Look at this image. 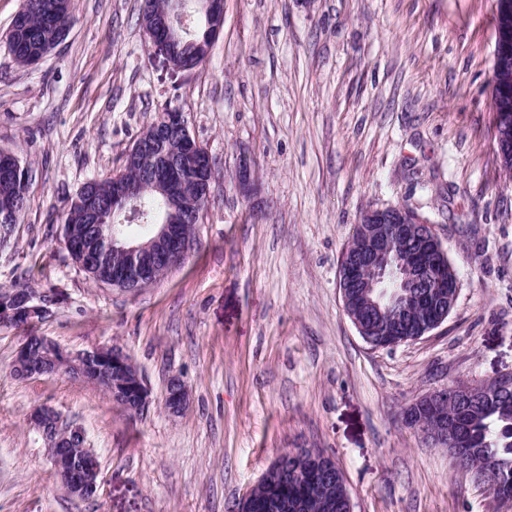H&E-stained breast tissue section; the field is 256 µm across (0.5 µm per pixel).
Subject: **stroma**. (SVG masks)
<instances>
[{"mask_svg": "<svg viewBox=\"0 0 512 512\" xmlns=\"http://www.w3.org/2000/svg\"><path fill=\"white\" fill-rule=\"evenodd\" d=\"M0 149L32 176L0 249V288L55 290L36 326L0 325V512H233L277 454L321 448L354 512H512L403 420L452 382L512 372V178L493 139L496 0H224L201 66L148 55L142 0H71L75 24L42 62L5 35ZM185 113L216 180L183 264L124 291L91 282L62 238L67 201L122 170L164 106ZM258 182L236 187L240 157ZM429 219L457 271L447 320L393 349L342 308L339 261L366 210ZM123 349L154 400L130 415L66 374L19 379L24 336ZM179 375L189 406L170 417ZM80 424L100 462L94 497L60 485L29 418Z\"/></svg>", "mask_w": 512, "mask_h": 512, "instance_id": "1", "label": "stroma"}]
</instances>
